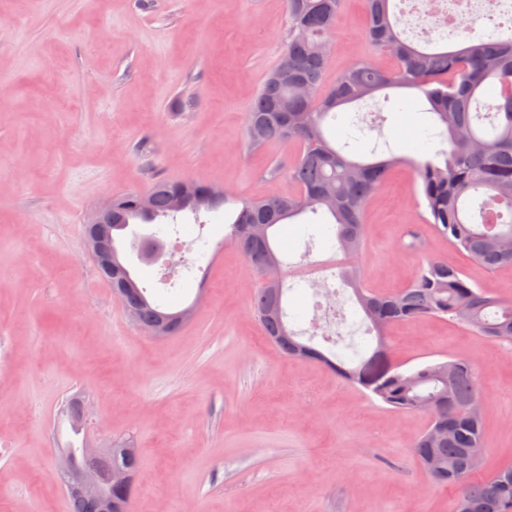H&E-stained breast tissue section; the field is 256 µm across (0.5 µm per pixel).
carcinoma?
<instances>
[{
    "label": "carcinoma",
    "mask_w": 512,
    "mask_h": 512,
    "mask_svg": "<svg viewBox=\"0 0 512 512\" xmlns=\"http://www.w3.org/2000/svg\"><path fill=\"white\" fill-rule=\"evenodd\" d=\"M396 0H365L366 38L389 56L382 69L362 59L338 73L322 88L330 66L329 36L343 0H287L288 41L277 65L266 75L246 113L249 145L280 143L297 146L288 179L294 191L241 203L227 213L228 239L262 279L252 298V311L268 341L285 356L320 362L348 385L387 408L424 412L429 426L412 453L433 484L456 494L455 512H512V462L484 472L485 411L475 365L467 357L428 361L403 370L389 357V330L398 323L446 318L492 341L512 342V304L504 303L469 282L459 269L440 260L426 261L413 280L393 294L368 288L357 265L346 273L347 284L375 347L358 361L329 357L298 339L284 314H270L282 305L285 288L272 242L273 228L311 212L324 211L336 224L338 249L357 258L364 248L366 202L388 178L393 159L358 161L327 139L323 124L337 108L364 101L391 88L423 96L443 126L448 147L435 151L443 160L415 163L417 197L424 218L448 243L487 269L512 266V38H471L456 49H428L403 37L392 11ZM156 181L149 195L151 210L140 208V194L112 197V253L136 221H176L182 212L199 215L232 201L231 194L210 195V184ZM100 275L126 289L124 307L134 311L137 326L150 333L166 317L167 335L184 326L169 311L150 301L125 265ZM126 444L112 445L100 460L104 469L119 461L141 468L140 457L122 454Z\"/></svg>",
    "instance_id": "obj_1"
}]
</instances>
